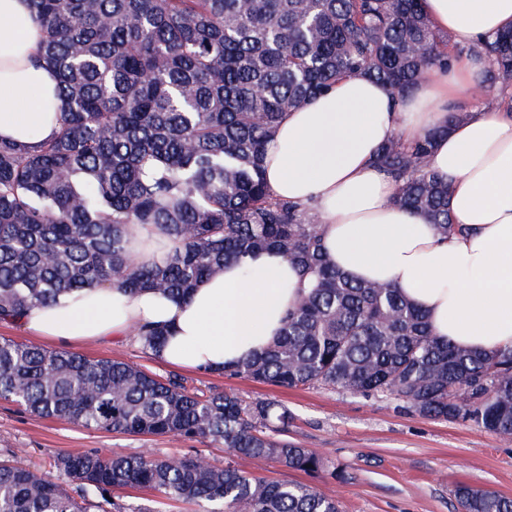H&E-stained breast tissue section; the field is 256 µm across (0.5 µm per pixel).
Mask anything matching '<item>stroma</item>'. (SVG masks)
Segmentation results:
<instances>
[{"instance_id": "obj_1", "label": "stroma", "mask_w": 512, "mask_h": 512, "mask_svg": "<svg viewBox=\"0 0 512 512\" xmlns=\"http://www.w3.org/2000/svg\"><path fill=\"white\" fill-rule=\"evenodd\" d=\"M90 358H118L166 376L173 369L135 340L77 345ZM192 391H233L247 399L272 398L288 407V437L304 448L318 450L328 471L311 474L283 468L271 460L255 465L239 460L253 476L315 487L336 499L342 512H460L453 496L464 484L512 498V440L460 422L431 420L408 412L403 403L323 388L274 387L246 378L217 373L181 372ZM0 448H17L21 460L41 474L54 475L57 454L89 449L124 454L204 456L216 466L230 458L224 446L200 439L103 433L32 415L0 400ZM339 468L333 476L331 468Z\"/></svg>"}]
</instances>
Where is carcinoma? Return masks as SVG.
I'll return each mask as SVG.
<instances>
[{
	"label": "carcinoma",
	"instance_id": "1",
	"mask_svg": "<svg viewBox=\"0 0 512 512\" xmlns=\"http://www.w3.org/2000/svg\"><path fill=\"white\" fill-rule=\"evenodd\" d=\"M43 30L39 60L59 79L55 136L34 147L0 142V322L31 307L111 284L185 297L224 265L276 250L310 291L282 334L227 377L330 388L404 402L415 414L472 423L512 439V347L475 354L435 338L427 316L397 289L357 282L328 264L313 208L275 198L264 177L268 140L283 115L364 74L398 96L464 54L484 60L472 97L512 89V28L459 47L419 0H29ZM448 126L410 145H383L377 165L395 200L444 236L460 233L448 184L428 159ZM134 225L172 243L160 265L130 252ZM154 352L166 331L143 325ZM87 429L222 444L255 463L327 470L288 441L292 415L271 399L187 390L120 359L0 338V399ZM0 451V512H340L316 488L268 482L233 461L201 455L60 453L67 485ZM127 488L152 493L130 508ZM461 512H512V498L457 486Z\"/></svg>",
	"mask_w": 512,
	"mask_h": 512
}]
</instances>
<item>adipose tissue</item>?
I'll return each instance as SVG.
<instances>
[{"label": "adipose tissue", "instance_id": "obj_1", "mask_svg": "<svg viewBox=\"0 0 512 512\" xmlns=\"http://www.w3.org/2000/svg\"><path fill=\"white\" fill-rule=\"evenodd\" d=\"M435 29L468 45L512 26V0H421ZM42 39L27 0H0V140L51 138L62 99L36 57ZM484 63L464 56L405 98L359 74L287 112L268 145L266 181L276 198L312 205L330 265L353 279L397 288L424 311L437 338L475 353L512 347V111L473 109L449 121ZM447 126L428 165L450 185L449 209L464 233L440 236L395 201L375 162L393 138L409 143ZM307 280L284 254L259 251L225 265L183 299L113 286L26 311L22 328L59 344L132 338L166 328L155 356L212 372L264 352Z\"/></svg>", "mask_w": 512, "mask_h": 512}]
</instances>
